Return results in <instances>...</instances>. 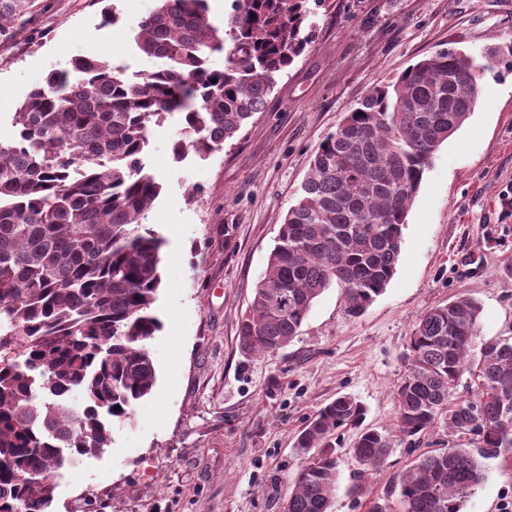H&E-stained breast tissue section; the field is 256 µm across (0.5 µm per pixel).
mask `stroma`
Returning a JSON list of instances; mask_svg holds the SVG:
<instances>
[{
	"instance_id": "stroma-1",
	"label": "stroma",
	"mask_w": 512,
	"mask_h": 512,
	"mask_svg": "<svg viewBox=\"0 0 512 512\" xmlns=\"http://www.w3.org/2000/svg\"><path fill=\"white\" fill-rule=\"evenodd\" d=\"M44 8L0 49V137L13 133L19 102L74 57L102 59L126 74L153 60L132 45V28L156 0H42ZM313 39L281 75L263 112L223 149L174 161L177 119L149 129L143 155L163 183L146 215L167 241L155 310L163 328L147 343L153 394L115 423L98 456H83L57 481L52 512H282L303 459L295 436L323 405L350 394L365 426L395 446L362 493L354 465L339 462L334 512H368L419 454L469 447L444 423L395 433V388L407 371L413 326L428 308L459 295L481 305L479 335L512 336V72L485 70L482 97L464 126L434 154L404 229L396 272L358 317L341 288H328L299 336L271 354L243 355L237 328L263 275L280 224L309 159L340 119L379 80H393L425 55L452 46L477 63L493 47L512 50V0H323ZM512 505V457L487 460L463 512Z\"/></svg>"
}]
</instances>
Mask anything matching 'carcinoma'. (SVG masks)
Returning <instances> with one entry per match:
<instances>
[{
    "label": "carcinoma",
    "mask_w": 512,
    "mask_h": 512,
    "mask_svg": "<svg viewBox=\"0 0 512 512\" xmlns=\"http://www.w3.org/2000/svg\"><path fill=\"white\" fill-rule=\"evenodd\" d=\"M321 3L231 0L221 29L208 0H157L134 27L135 47L155 69L129 76L79 56L14 113V134L0 139V512H49L56 485L30 475H58L103 452L114 422L156 386L147 341L162 328L153 305L166 241L143 223L163 190L142 163L149 126L178 118V162L222 149L309 45ZM39 10L41 0H0V48ZM215 53L225 54L222 70L209 66ZM485 69L440 49L373 84L337 123L309 161L239 322L242 352L288 346L334 284L352 316L385 290L424 174L474 112ZM480 312L466 295L426 310L395 389L403 434L441 419L476 447L420 455L369 512H393L394 499L402 512H462L482 460L512 453V340L474 351ZM466 371L477 384L472 400L455 397ZM364 415L354 396L339 394L308 419L294 442L306 464L285 512H333L342 428L357 429L352 489L384 463L394 443L362 427Z\"/></svg>",
    "instance_id": "obj_1"
}]
</instances>
